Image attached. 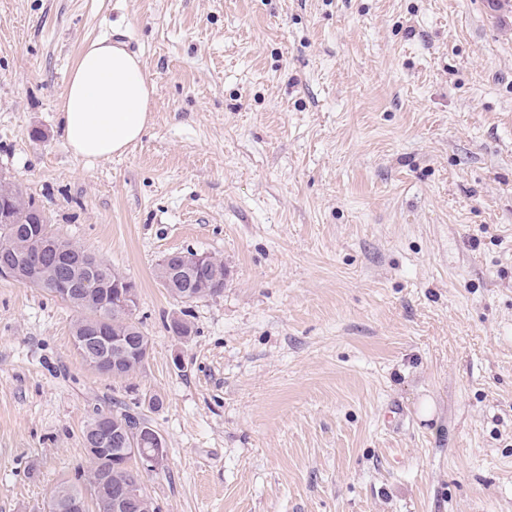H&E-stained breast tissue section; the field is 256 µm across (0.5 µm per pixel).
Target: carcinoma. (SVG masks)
I'll return each mask as SVG.
<instances>
[{"label":"carcinoma","instance_id":"cac0c4a2","mask_svg":"<svg viewBox=\"0 0 512 512\" xmlns=\"http://www.w3.org/2000/svg\"><path fill=\"white\" fill-rule=\"evenodd\" d=\"M36 211L38 207L34 200L24 193L20 184L11 180L4 184L0 183V266L12 263L17 252L24 249L34 250L38 242L45 240L56 243L59 250L68 252L75 260L86 254L79 245L61 238L46 217L39 218L35 215ZM98 267L102 289L106 291L118 287L127 280V277L101 259L98 260ZM226 277L227 269L224 262L214 259L209 261L204 278L178 276L172 284L166 286V289L174 299L191 304L223 294ZM38 288L76 309L78 316L72 327L74 340L86 336L97 326L107 329V332L116 338H136L145 335L136 307L128 312H108L99 306L97 300L73 294L63 295L50 281L38 285ZM101 466L102 462H93V467L88 469L80 484L66 481L56 486L48 499L47 507L51 508L52 512H68V502L79 496L87 499L86 512H106L104 495L100 487L92 481ZM112 484L129 486L139 496L149 501L151 512H156L152 498L145 491L144 476L140 472L137 460L130 458L125 463H115L112 466Z\"/></svg>","mask_w":512,"mask_h":512}]
</instances>
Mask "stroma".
<instances>
[{
  "label": "stroma",
  "mask_w": 512,
  "mask_h": 512,
  "mask_svg": "<svg viewBox=\"0 0 512 512\" xmlns=\"http://www.w3.org/2000/svg\"><path fill=\"white\" fill-rule=\"evenodd\" d=\"M99 39L134 44L153 112L90 161L59 109ZM0 173L135 281L151 342L98 374L73 308L0 279V512H43L120 403L166 442L157 512H512V9L0 0ZM187 249L223 295L170 297Z\"/></svg>",
  "instance_id": "obj_1"
}]
</instances>
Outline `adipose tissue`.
<instances>
[{"label": "adipose tissue", "instance_id": "ef3b65f1", "mask_svg": "<svg viewBox=\"0 0 512 512\" xmlns=\"http://www.w3.org/2000/svg\"><path fill=\"white\" fill-rule=\"evenodd\" d=\"M151 94L138 56L105 39L90 44L72 70L60 109L67 146L88 160L123 154L149 126Z\"/></svg>", "mask_w": 512, "mask_h": 512}]
</instances>
